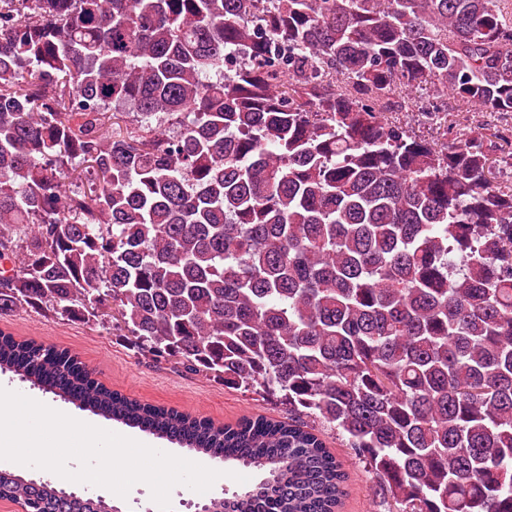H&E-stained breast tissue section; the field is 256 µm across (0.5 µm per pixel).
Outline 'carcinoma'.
Returning a JSON list of instances; mask_svg holds the SVG:
<instances>
[{
  "instance_id": "cac0c4a2",
  "label": "carcinoma",
  "mask_w": 512,
  "mask_h": 512,
  "mask_svg": "<svg viewBox=\"0 0 512 512\" xmlns=\"http://www.w3.org/2000/svg\"><path fill=\"white\" fill-rule=\"evenodd\" d=\"M423 86L512 112V0H0V315L51 310L288 408L217 427L0 333V371L258 473L203 512H512V173ZM136 114V125L117 122ZM26 512H116L0 469ZM439 115L428 114L432 97L425 90H413L411 92H396L390 96L389 117L394 118L401 125L408 127L416 135L426 138H438L442 141H451L468 132L470 128L478 124H488L492 130H498L503 140H497L498 148L502 145L506 151L512 144V119L509 115L498 113L480 112L477 106L469 105L466 110L460 112L458 102L443 96L438 100ZM446 119V122H445ZM494 128V129H493ZM313 425L327 448L343 463L348 475L347 496L340 512H383V509L379 511L381 509L372 493L371 475L354 459L351 451L336 439V431H330L326 425L325 428L318 423Z\"/></svg>"
}]
</instances>
